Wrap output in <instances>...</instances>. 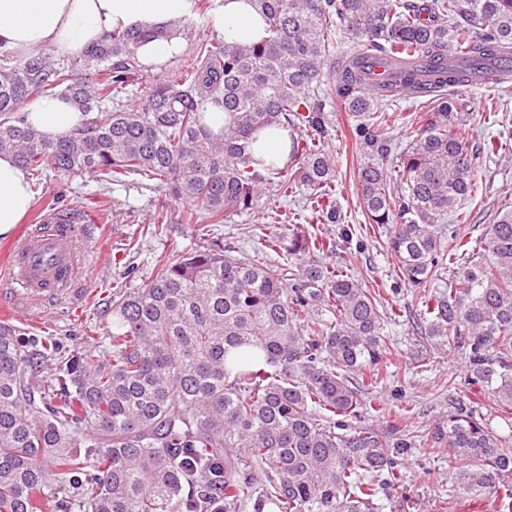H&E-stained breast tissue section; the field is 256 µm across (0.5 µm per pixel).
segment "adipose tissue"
<instances>
[{
    "label": "adipose tissue",
    "instance_id": "1",
    "mask_svg": "<svg viewBox=\"0 0 512 512\" xmlns=\"http://www.w3.org/2000/svg\"><path fill=\"white\" fill-rule=\"evenodd\" d=\"M211 31L226 43L258 42L267 25L255 0H213ZM196 0H0V51L20 54L48 48L77 56L106 32L138 25L167 28L139 50L143 64L159 65L184 44L177 24L194 16ZM27 122L43 136L58 139L80 127L84 117L63 97L30 104ZM32 196L25 171L12 155L0 154V236L8 235L30 208Z\"/></svg>",
    "mask_w": 512,
    "mask_h": 512
}]
</instances>
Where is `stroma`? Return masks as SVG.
<instances>
[{
    "label": "stroma",
    "mask_w": 512,
    "mask_h": 512,
    "mask_svg": "<svg viewBox=\"0 0 512 512\" xmlns=\"http://www.w3.org/2000/svg\"><path fill=\"white\" fill-rule=\"evenodd\" d=\"M458 96L470 114L469 122L459 131L467 143L498 135L504 127L512 129V96L498 86L464 87ZM326 115L332 133L327 149L336 164L330 197L344 215V224H323L313 218L302 193L283 197L269 191L260 201L261 213L231 215L221 224L219 236L239 259L254 257L250 239L254 233L280 239L297 226L310 237L335 238L337 248L325 256V263L353 275L363 287L378 289L382 308L390 313L382 330L389 377L370 390L380 409L365 410L362 422L426 431L447 416L451 404H481L485 396L477 386L468 384L459 356L423 343L421 305L411 288L401 284L397 262L386 249L385 233L367 223L357 197L355 179L366 161L353 134L357 119L338 103L327 105ZM477 182V193L465 203L471 220L458 227L460 236L471 241L483 237L504 199L512 197V141L497 155L482 160ZM71 185L79 187L90 219L76 243L73 284L54 298L22 305L9 282L0 279V304L16 307L12 323L27 335L57 339L68 351L92 344L106 354L111 350L113 292L142 286L151 276L154 257L190 249L194 232L182 207L176 206L168 214L166 235L152 236L147 226L158 192L135 176L107 187L88 176L70 184L48 181L44 197L33 200L25 225H35L56 200L71 203L66 193ZM133 235L139 240L134 249L128 246ZM448 468L447 454L415 452L410 477L396 485L383 512H496L497 502L491 496H477L469 505L464 495L450 492Z\"/></svg>",
    "instance_id": "35a3bbf8"
}]
</instances>
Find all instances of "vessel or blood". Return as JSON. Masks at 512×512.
Returning a JSON list of instances; mask_svg holds the SVG:
<instances>
[{
    "mask_svg": "<svg viewBox=\"0 0 512 512\" xmlns=\"http://www.w3.org/2000/svg\"><path fill=\"white\" fill-rule=\"evenodd\" d=\"M76 263L75 227L49 216L47 225L35 228L22 241L0 277L16 284L17 295L49 299L72 282Z\"/></svg>",
    "mask_w": 512,
    "mask_h": 512,
    "instance_id": "obj_1",
    "label": "vessel or blood"
}]
</instances>
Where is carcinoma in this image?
<instances>
[{
    "mask_svg": "<svg viewBox=\"0 0 512 512\" xmlns=\"http://www.w3.org/2000/svg\"><path fill=\"white\" fill-rule=\"evenodd\" d=\"M270 36L256 43L198 39L190 62L174 66L139 101L141 43L165 30L107 33L76 61L84 79L43 54L0 52V153L45 194L53 178L91 173L104 184L138 175L159 192L152 233L166 232L174 203L188 206L194 247L155 257L139 288L112 294V356L66 352L52 339L24 338L0 324V512H40L49 498L72 512H188L208 502L266 512H380L407 474L414 449L448 452L453 490L498 499L512 512V440L482 412L458 406L428 432L361 426L364 396L387 378L380 370L386 312L375 292L318 256L336 239L292 232L288 254H312L295 283L268 258L278 241L258 237L256 258L241 260L211 238V227L258 207L263 187L313 196L322 220L339 224L328 199L336 165L326 103L348 106L362 148L390 152L383 97L431 96L396 168L368 163L358 196L368 222L388 230V248L423 307L424 339L461 355L468 379L495 408L512 410V206L501 208L478 247L451 223L469 219L481 157L502 141L469 145L470 119L455 89L478 83L512 56V0H258ZM342 32L347 48L334 59ZM393 58L401 68L386 88L364 83L359 60ZM338 71L323 84L324 67ZM66 95L86 116L73 135L50 140L22 108ZM224 106L216 134L204 105ZM300 132L291 162L260 164L254 133ZM451 280L443 281L447 266ZM333 319L319 318L318 311ZM57 361L55 374L38 378ZM53 463V470L45 462Z\"/></svg>",
    "mask_w": 512,
    "mask_h": 512,
    "instance_id": "carcinoma-1",
    "label": "carcinoma"
}]
</instances>
